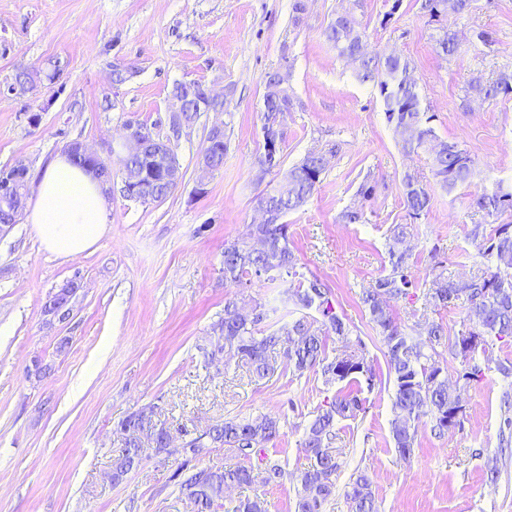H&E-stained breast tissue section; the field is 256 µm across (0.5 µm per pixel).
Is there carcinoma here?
I'll use <instances>...</instances> for the list:
<instances>
[{
  "instance_id": "1",
  "label": "carcinoma",
  "mask_w": 512,
  "mask_h": 512,
  "mask_svg": "<svg viewBox=\"0 0 512 512\" xmlns=\"http://www.w3.org/2000/svg\"><path fill=\"white\" fill-rule=\"evenodd\" d=\"M472 0H422L421 9L435 21L448 14L468 12ZM327 41L336 50L338 57L355 66L357 77L369 82L377 90L382 101L386 120L400 137L401 147L407 153L421 149L431 151L434 176L441 188L450 192L469 183L473 173L472 157L455 142L437 137L431 123L434 116L422 107L421 89L414 77V68L408 58L399 53L369 52L365 49L366 28L358 19L354 9L336 13L325 31ZM438 52L453 57L460 52L461 45L455 32L442 27L437 40ZM266 93L263 96V127L274 123L284 110L295 107L294 97L287 90L276 89L275 73L270 70L264 79ZM471 93L484 100L512 95V73H502L486 85L471 86ZM182 119L193 123L198 118L197 100L192 93L178 98ZM207 151L214 166L224 164L227 152L225 138L207 139ZM258 178L277 171L282 172L279 187L273 193L262 195L257 206L272 213V223L258 224L255 235L264 240V247L230 243L224 246V284L244 286L256 279L270 285L288 281L293 285L284 294L302 311L284 327L258 329L267 319L265 312L256 313L251 320L234 316L237 302L228 300L224 305V316L212 325L213 332L224 339V346L245 360L249 371L257 378H265L275 371L271 353L282 351L288 366L302 375L307 371L321 373L325 384L344 383L348 386L360 384V378L373 382L374 375L365 366L361 355L362 341H357L348 350L330 359L325 353V340L313 329L314 322L305 314L315 311L321 318L325 333L348 337L350 330L336 312L331 299V289L318 279L307 280L296 270V259L290 247L288 233L283 231L282 218L302 207L317 189L328 162L321 152L312 151L300 162L282 169L283 155L256 160ZM401 191L408 216L417 220L428 213L432 197L428 189L412 176L402 179ZM470 206L494 216L512 212V187L498 184L496 189L477 193ZM405 227L393 230L394 245L389 249V272L379 278L375 285L365 290L361 302L368 311L371 323L382 336L386 346L385 356L389 376L393 378L396 419L392 426V440L398 457L410 459L416 441L415 423L429 419L432 431L439 435L448 431L450 413L458 409L448 379L441 376L442 369L435 358L442 349L464 359H472L477 349L488 341L512 339V224H500L490 233H483L476 224L470 232L479 241L483 257L496 266L486 268L465 283H457L438 276L431 300L437 306L446 307L460 301L464 303L467 316L475 326L450 339L444 326L437 322L426 325V343L413 341L393 319L390 303L415 296V278L409 263L410 254L396 248L402 242ZM362 403L358 397L339 389L331 399L324 400L316 410L301 442L308 468L301 476V492L294 505V512H323L335 494V476L339 469L336 453L330 448L335 435L336 423L341 419L356 416ZM125 446L112 459V478L120 480L124 475L141 466V448L147 444L159 452H169L166 433L169 428L154 424L145 413L128 416L120 424ZM280 435V423L267 415L226 418L211 425L206 431L185 442L179 451L181 460L173 473L179 494L195 503L197 512H212L214 505L224 498V489L230 486L267 485L278 479L282 472L280 461L268 456L267 444ZM212 448H222L236 457L258 458L259 471L235 465L222 469L199 467L193 464L198 457ZM350 501V512H377L374 494L367 477L357 475L346 493ZM234 512H267L265 500L259 494L239 501Z\"/></svg>"
}]
</instances>
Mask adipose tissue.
Wrapping results in <instances>:
<instances>
[{
  "mask_svg": "<svg viewBox=\"0 0 512 512\" xmlns=\"http://www.w3.org/2000/svg\"><path fill=\"white\" fill-rule=\"evenodd\" d=\"M107 212L99 181L60 154L39 173L26 220L46 252L72 258L105 235Z\"/></svg>",
  "mask_w": 512,
  "mask_h": 512,
  "instance_id": "1",
  "label": "adipose tissue"
}]
</instances>
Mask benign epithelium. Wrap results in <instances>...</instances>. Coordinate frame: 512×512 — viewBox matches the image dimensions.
<instances>
[{
  "label": "benign epithelium",
  "mask_w": 512,
  "mask_h": 512,
  "mask_svg": "<svg viewBox=\"0 0 512 512\" xmlns=\"http://www.w3.org/2000/svg\"><path fill=\"white\" fill-rule=\"evenodd\" d=\"M187 90H194L199 94L198 112L210 111L212 102L218 100L219 95L204 86L184 84ZM68 156L84 165L103 184L112 183V159H105L96 152L88 150L83 143L72 141L66 145ZM148 156L149 165L131 171L126 168L127 159L131 156ZM117 163L122 176V192L124 196L137 200H151L150 184L156 174H161L170 185L175 186L182 178L180 162L166 139H158L153 132L141 125L132 124L127 127L121 151L117 155ZM28 169L23 164L0 173V199L10 205L12 221L0 224V238L7 236L15 225L23 207L27 194Z\"/></svg>",
  "instance_id": "7a95c632"
}]
</instances>
